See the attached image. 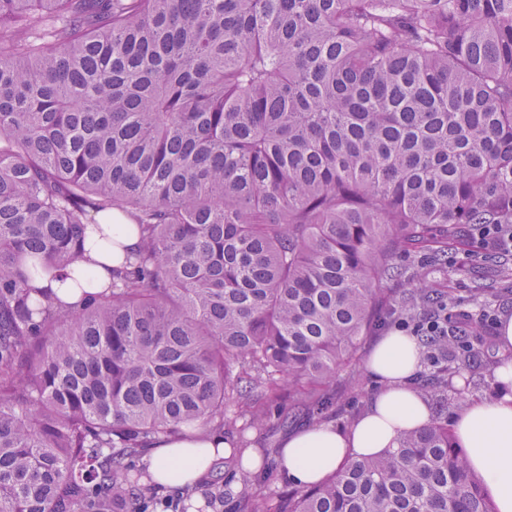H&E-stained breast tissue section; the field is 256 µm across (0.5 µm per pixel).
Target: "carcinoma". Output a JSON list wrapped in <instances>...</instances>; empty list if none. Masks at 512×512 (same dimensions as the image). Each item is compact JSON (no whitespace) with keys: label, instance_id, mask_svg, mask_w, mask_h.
Here are the masks:
<instances>
[{"label":"carcinoma","instance_id":"obj_1","mask_svg":"<svg viewBox=\"0 0 512 512\" xmlns=\"http://www.w3.org/2000/svg\"><path fill=\"white\" fill-rule=\"evenodd\" d=\"M113 214L140 242L109 288L30 285ZM460 224H512V0H0V512H156L159 439L323 410L394 257ZM421 346L473 358L456 325ZM238 512L496 507L437 417Z\"/></svg>","mask_w":512,"mask_h":512}]
</instances>
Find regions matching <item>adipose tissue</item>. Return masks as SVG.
Wrapping results in <instances>:
<instances>
[{
  "label": "adipose tissue",
  "mask_w": 512,
  "mask_h": 512,
  "mask_svg": "<svg viewBox=\"0 0 512 512\" xmlns=\"http://www.w3.org/2000/svg\"><path fill=\"white\" fill-rule=\"evenodd\" d=\"M136 230L119 220L112 225L111 241L97 228L87 231L85 254L68 278L51 282L53 293L65 304H79L83 288L99 292L110 286L113 266L137 249ZM368 366L381 390L367 411L349 429L317 424L298 429L281 442L277 460L281 471L298 488L320 483L353 454L374 456L396 447L401 436L426 425L430 409L413 387L420 368V347L407 335L391 332L376 344ZM458 447L469 466L483 479L497 512H512V393L494 401H470L452 418ZM224 436L197 427L164 439L146 455L147 471L159 484L173 489L194 485L214 460L227 454Z\"/></svg>",
  "instance_id": "obj_1"
}]
</instances>
